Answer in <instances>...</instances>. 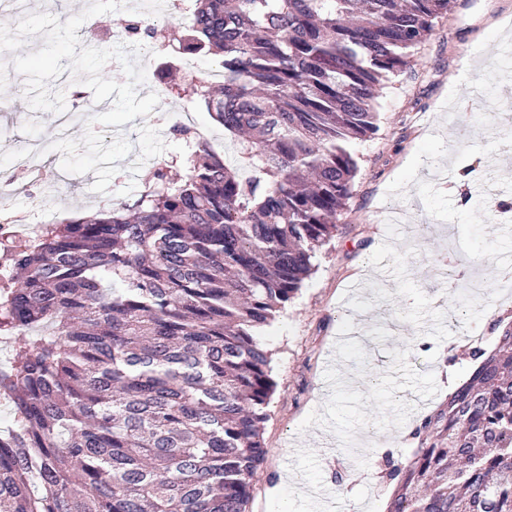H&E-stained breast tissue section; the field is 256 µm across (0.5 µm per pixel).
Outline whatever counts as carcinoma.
<instances>
[{
	"mask_svg": "<svg viewBox=\"0 0 512 512\" xmlns=\"http://www.w3.org/2000/svg\"><path fill=\"white\" fill-rule=\"evenodd\" d=\"M448 0H192L169 33L223 55L178 87L237 163L190 139L140 194L0 242V512H246L275 391L261 331L339 228L377 98ZM383 459L387 512H512V322Z\"/></svg>",
	"mask_w": 512,
	"mask_h": 512,
	"instance_id": "1",
	"label": "carcinoma"
}]
</instances>
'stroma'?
<instances>
[{
    "label": "stroma",
    "instance_id": "1",
    "mask_svg": "<svg viewBox=\"0 0 512 512\" xmlns=\"http://www.w3.org/2000/svg\"><path fill=\"white\" fill-rule=\"evenodd\" d=\"M127 11L93 16L80 42L115 46ZM180 52L159 45L145 61L139 97L180 104L171 71ZM0 96V164L17 145L52 143L54 115L31 110L25 79ZM512 0H454L409 67L379 101L378 131L357 142L359 171L339 230L315 269L268 326L276 390L266 409L267 450L247 512H384L386 453L410 457L413 428L465 381L471 343L493 349L491 323L512 317V222L487 193L512 200ZM104 144L124 136L138 167L93 192L95 176L33 195L0 198V211L86 217L144 188L145 175L178 155L172 125L97 126ZM345 473L343 484L333 479Z\"/></svg>",
    "mask_w": 512,
    "mask_h": 512
}]
</instances>
